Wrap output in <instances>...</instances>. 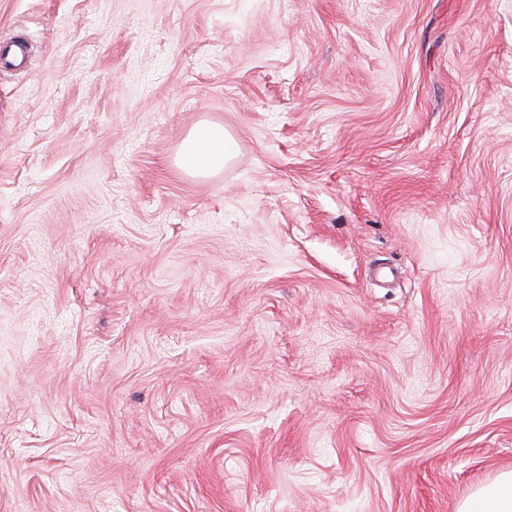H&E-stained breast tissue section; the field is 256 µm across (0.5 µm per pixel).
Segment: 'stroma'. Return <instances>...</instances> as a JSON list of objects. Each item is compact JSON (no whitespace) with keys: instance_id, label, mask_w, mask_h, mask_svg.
<instances>
[{"instance_id":"obj_1","label":"stroma","mask_w":512,"mask_h":512,"mask_svg":"<svg viewBox=\"0 0 512 512\" xmlns=\"http://www.w3.org/2000/svg\"><path fill=\"white\" fill-rule=\"evenodd\" d=\"M16 42L0 512H457L512 469V0H0ZM233 154V140L224 126L202 123L183 141L177 164L186 174L207 177L222 171Z\"/></svg>"}]
</instances>
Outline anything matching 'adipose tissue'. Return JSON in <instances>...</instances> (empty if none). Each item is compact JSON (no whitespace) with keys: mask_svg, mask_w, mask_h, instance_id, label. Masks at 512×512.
Returning <instances> with one entry per match:
<instances>
[{"mask_svg":"<svg viewBox=\"0 0 512 512\" xmlns=\"http://www.w3.org/2000/svg\"><path fill=\"white\" fill-rule=\"evenodd\" d=\"M233 154V141L223 125L203 123L183 141L177 164L186 174L207 177L222 171ZM458 512H512V470L477 489Z\"/></svg>","mask_w":512,"mask_h":512,"instance_id":"1","label":"adipose tissue"}]
</instances>
